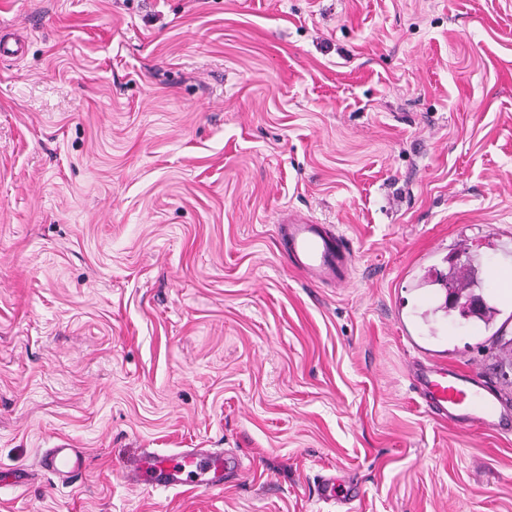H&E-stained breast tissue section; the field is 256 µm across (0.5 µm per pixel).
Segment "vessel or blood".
Here are the masks:
<instances>
[{
    "label": "vessel or blood",
    "mask_w": 512,
    "mask_h": 512,
    "mask_svg": "<svg viewBox=\"0 0 512 512\" xmlns=\"http://www.w3.org/2000/svg\"><path fill=\"white\" fill-rule=\"evenodd\" d=\"M279 229L284 252L311 282H347L354 251L342 234L309 218L288 219ZM408 379L426 409L454 425L500 429L512 421V406L478 375L424 360L409 368ZM84 464L82 452L65 439L44 456L46 469L59 475L77 473ZM238 465L234 458L192 448L170 455L149 454L133 477L156 490L218 489ZM317 491L321 501L334 504H347L361 495L357 484L333 476L321 477Z\"/></svg>",
    "instance_id": "b4317fda"
}]
</instances>
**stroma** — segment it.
<instances>
[{"label": "stroma", "instance_id": "1", "mask_svg": "<svg viewBox=\"0 0 512 512\" xmlns=\"http://www.w3.org/2000/svg\"><path fill=\"white\" fill-rule=\"evenodd\" d=\"M0 40V512H512V427L407 378L512 336V0H0ZM291 211L348 284L287 262ZM463 265L491 325L426 285ZM185 448L242 469L124 475ZM280 240L291 264L313 283H345L354 263L348 240L310 218H289L279 224ZM72 447L68 440L60 439L44 456L46 469L59 475L74 474L82 469L85 464L83 453ZM240 467L235 458L192 448L170 455L150 453L141 460L132 479L156 490L218 489L224 487L229 470ZM317 491L321 501L334 504H349L361 495L357 484L338 480L335 476H322Z\"/></svg>", "mask_w": 512, "mask_h": 512}]
</instances>
